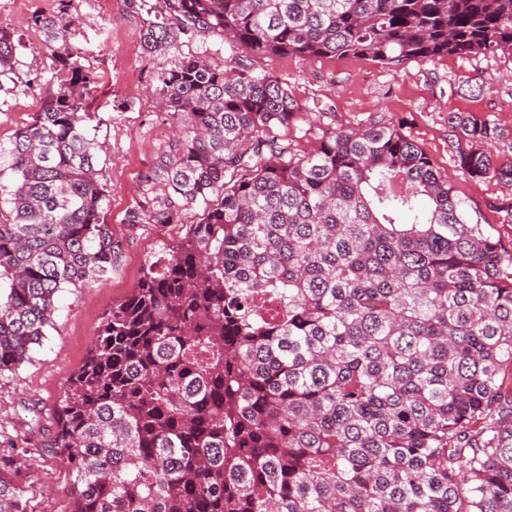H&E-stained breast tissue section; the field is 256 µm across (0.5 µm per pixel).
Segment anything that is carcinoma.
I'll return each mask as SVG.
<instances>
[{
  "instance_id": "1",
  "label": "carcinoma",
  "mask_w": 512,
  "mask_h": 512,
  "mask_svg": "<svg viewBox=\"0 0 512 512\" xmlns=\"http://www.w3.org/2000/svg\"><path fill=\"white\" fill-rule=\"evenodd\" d=\"M73 0L30 25L52 76L0 141V375L32 358L57 295L102 283L105 220ZM178 134L130 224L195 220L104 314L57 412L71 512H512V251L401 126L321 127L254 56L408 61L512 47V0H125ZM189 51H183V48ZM462 174L512 187L494 121L448 113ZM482 424L479 431L473 424ZM0 512H26L0 468Z\"/></svg>"
}]
</instances>
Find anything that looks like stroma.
<instances>
[{
  "label": "stroma",
  "instance_id": "stroma-1",
  "mask_svg": "<svg viewBox=\"0 0 512 512\" xmlns=\"http://www.w3.org/2000/svg\"><path fill=\"white\" fill-rule=\"evenodd\" d=\"M86 63L95 70L98 91L89 124L91 137L107 146L98 167L109 200L106 219L120 255L100 285L71 288L58 298L54 321L29 362L0 377V458L26 448L27 461L14 482L24 491L27 512H70L67 469L46 444L57 431V411L66 381L83 364L102 315L137 288L145 263L187 231L183 224H131L128 210L142 175L154 164L176 124L150 93L156 71L171 67L170 57L145 54L140 19L124 0H74ZM48 0H0V26L22 33V72H48L50 60L28 30ZM254 69L287 83L302 104L298 126L290 130L299 150L313 143L318 124L358 128L376 121L402 124L444 171H452L448 115L472 112L494 120L507 138L496 146L500 162L512 161V48L484 56H444L408 62L390 70L360 57H328L309 64L293 56L257 57ZM40 89L19 87L0 99V140L32 120ZM454 174L458 196L476 211L484 231L512 251V223L490 208L492 197L512 198V188Z\"/></svg>",
  "mask_w": 512,
  "mask_h": 512
}]
</instances>
